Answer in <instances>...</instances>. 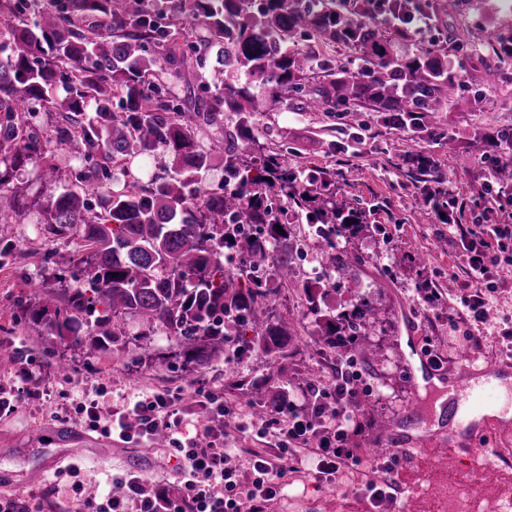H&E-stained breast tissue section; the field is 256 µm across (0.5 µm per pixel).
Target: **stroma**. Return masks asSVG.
<instances>
[{
	"label": "stroma",
	"instance_id": "obj_1",
	"mask_svg": "<svg viewBox=\"0 0 512 512\" xmlns=\"http://www.w3.org/2000/svg\"><path fill=\"white\" fill-rule=\"evenodd\" d=\"M448 7L424 38H413L409 48L423 40L447 39L451 60L464 77L455 110L430 118L431 130L422 139L373 113L352 120L343 112H308L303 95H292L255 119L259 146L281 153L289 167L315 178L328 175L337 204L363 215L356 234L342 237L339 250L352 265L333 272L324 284L326 305L343 312L355 298L374 308L364 338L366 355L332 349L323 356L321 329L315 316L303 308L301 286L282 289L273 314L288 320L294 335L286 358H272L255 342L254 334L234 337L223 355L201 367L188 362L174 339L165 334L145 338L136 319L126 320L127 351L109 355L88 353L61 343L20 321L18 296L42 289L72 288L79 280L74 255L82 241L73 231L58 236L43 232L44 207L52 190L50 167L81 168L73 146L58 143L55 130L60 116L38 111L35 130L51 161L26 164L12 181L26 218L20 224H0V241L14 244L21 262L0 267V351L19 356L20 370L0 369V384L23 388L16 409L0 414V498L24 493L42 498L46 512H69L67 478L38 473L48 458L66 468L73 445L86 454L80 477L89 492L100 482L131 470L152 482L174 486L177 453L165 441L123 443L89 430L74 409L83 396L99 397L103 410L125 405L134 396L153 389L181 394L185 420L195 423L198 392L223 394L232 410L226 417L225 447L246 454L259 448L274 453L276 439L264 418L254 415L244 384H267L269 404L289 403L308 412L313 407L311 386L328 385L336 376L338 360H351L360 381L361 427L355 438L366 463L349 468L332 480L319 478L313 461L289 470L277 499L268 512H337L339 503L364 496L370 483L389 480L379 464L391 456L380 448L382 438L404 425L411 406H418L414 421L427 432L439 424L435 392L416 390L408 370L414 332L416 345L432 351L443 366L453 367L459 352L480 360L506 359L512 351L502 341L512 330V274L502 273L484 289L486 317L473 322L465 301L473 287L460 246L449 240L448 227L419 204L424 194L443 183L455 198L456 223L494 224L500 210L512 211V201H497L488 188V173L498 151L491 137L512 129V66L504 67L499 87L483 85L488 55L485 43L496 30L512 29V12L501 0H447ZM163 81L168 93L183 98L187 89L206 96L224 83L223 67L208 57L205 68L193 64L169 66ZM481 94L480 111H470L468 100ZM430 155L434 175H424L407 161L408 155ZM71 371L60 374L59 363ZM32 378L22 376V369ZM105 396H98V389Z\"/></svg>",
	"mask_w": 512,
	"mask_h": 512
}]
</instances>
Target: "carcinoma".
Returning <instances> with one entry per match:
<instances>
[{"label":"carcinoma","mask_w":512,"mask_h":512,"mask_svg":"<svg viewBox=\"0 0 512 512\" xmlns=\"http://www.w3.org/2000/svg\"><path fill=\"white\" fill-rule=\"evenodd\" d=\"M54 0V7L29 18L26 0H0L7 30L0 34V223L22 216L11 187L13 173L27 161L45 158L30 125L29 102L61 113L56 137L77 147L84 174L75 177L48 165L59 190L47 199L44 231L74 229L90 252L76 258L77 288H50L18 303L20 318L48 336L89 351L126 350L125 317H135L148 333L174 338L185 357L203 366L224 351L228 336L251 328L267 352L288 355L290 324L270 318L278 289L244 280L224 267V250L239 247L241 227L227 223L242 216L267 226V237L246 242L251 260L268 257L267 244L288 238V224L273 222L266 192L278 188L287 209H306L310 224H322L321 261L329 269L348 264L336 251V237L351 235L360 216L336 205L330 183L304 184L276 152L252 151L257 112L288 101L306 82L308 108L317 112H357L367 106L413 135L425 119L453 108L459 71L448 65L441 41L405 51L412 39L407 21L433 17L434 0ZM317 37L354 54L357 69L334 67L308 50L285 44L296 33ZM222 47L234 79L206 97H193V121L185 103L163 92V66L202 62ZM488 85L512 62V31L492 35ZM257 82L268 90L258 95ZM63 86L57 103L51 94ZM122 110H112V99ZM235 118L229 138L201 132ZM170 158L164 176L105 183L116 158L154 154ZM217 159L232 188H204ZM272 181H267V178ZM422 204L449 214L456 200L439 189ZM282 232H277V227ZM276 266L282 284L294 282L288 249ZM365 302L355 319L349 345L369 325Z\"/></svg>","instance_id":"cac0c4a2"}]
</instances>
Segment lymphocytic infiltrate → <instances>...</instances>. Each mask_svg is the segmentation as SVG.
I'll return each instance as SVG.
<instances>
[{
  "mask_svg": "<svg viewBox=\"0 0 512 512\" xmlns=\"http://www.w3.org/2000/svg\"><path fill=\"white\" fill-rule=\"evenodd\" d=\"M448 235L460 240L477 290L467 307L474 319H481L485 301L478 290L501 267V255L512 241V224H473L463 229L452 224ZM359 378L352 364L345 362L336 367L333 388H312V413L300 414L287 405H276V453L250 452L252 478L246 482L240 478L237 455L224 446V417L229 412L224 397L206 393L198 407L210 423L189 439L179 458V494H171L165 484L128 471L113 476L107 492L88 496L78 479L81 468L73 462L67 473L73 479L71 491L77 512H266L288 474V465L299 462L302 453L314 455L319 474L328 479L335 477L339 465L363 464L358 450L350 446L358 430ZM180 401L178 395L156 391L106 416L95 399L79 402L75 412L90 430L131 443L151 439L160 432L173 434L182 423Z\"/></svg>",
  "mask_w": 512,
  "mask_h": 512,
  "instance_id": "lymphocytic-infiltrate-1",
  "label": "lymphocytic infiltrate"
}]
</instances>
